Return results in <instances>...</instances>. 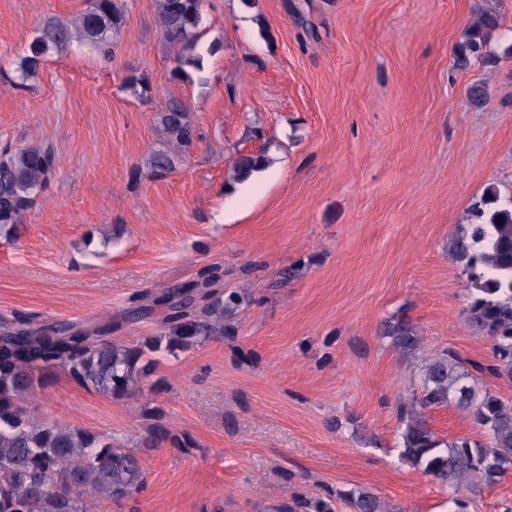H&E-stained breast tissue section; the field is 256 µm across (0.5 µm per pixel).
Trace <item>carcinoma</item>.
<instances>
[{
    "instance_id": "carcinoma-1",
    "label": "carcinoma",
    "mask_w": 512,
    "mask_h": 512,
    "mask_svg": "<svg viewBox=\"0 0 512 512\" xmlns=\"http://www.w3.org/2000/svg\"><path fill=\"white\" fill-rule=\"evenodd\" d=\"M156 6L164 38L190 48L188 55L175 59L174 74L186 75L187 66L201 68L203 54L196 51L200 0H156ZM123 19L122 0H93L76 22L47 23L34 39L31 55L20 63L21 81L35 80L41 57L73 42L111 56L112 39ZM497 27V15L482 14L454 52L456 66L465 68L473 58L495 63L485 48L489 31ZM157 122L164 140L149 154L147 168L162 176L190 151L197 133L178 100L158 113ZM266 163L261 152L240 154L233 160V174L245 181ZM56 168L50 144L0 151V231L10 235L17 230L49 187ZM472 217L452 235L448 252L467 275L472 290L467 319L491 339L492 363L483 365L448 351L425 358L418 382L403 404L397 446L401 461L451 491L453 512H465L468 496L512 473V404L481 383L486 373L512 381V195L502 197L496 187H488ZM245 304V297L224 288L223 275L212 268L142 306L162 309L163 318L159 335L138 345L107 339V326L21 320L1 325L0 512H89L100 502L120 505L136 497L145 483L137 453L117 445L112 437L32 420L24 402L35 389L33 370L61 369L81 386L124 399L141 391L142 380L153 373L158 360L152 354L175 355L232 334L228 321ZM381 333L403 355L415 356L422 349L418 326L402 311L383 322ZM449 406L467 412L486 439L440 438L426 413ZM147 417L150 425L138 446L155 448L169 442L185 453L197 447L192 436L172 432L161 408L150 409ZM336 499L349 512H392L365 488L339 490ZM269 512H335V507L321 499L296 497L271 506Z\"/></svg>"
}]
</instances>
